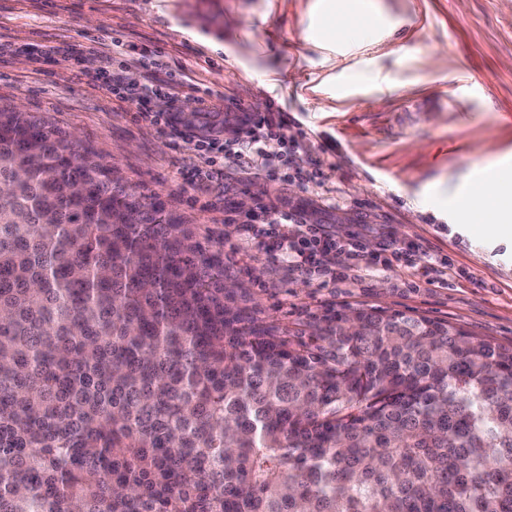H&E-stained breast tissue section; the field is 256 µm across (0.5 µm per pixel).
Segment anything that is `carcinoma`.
<instances>
[{"label": "carcinoma", "mask_w": 512, "mask_h": 512, "mask_svg": "<svg viewBox=\"0 0 512 512\" xmlns=\"http://www.w3.org/2000/svg\"><path fill=\"white\" fill-rule=\"evenodd\" d=\"M0 184V512H512V346L257 324L210 241L28 112Z\"/></svg>", "instance_id": "carcinoma-1"}]
</instances>
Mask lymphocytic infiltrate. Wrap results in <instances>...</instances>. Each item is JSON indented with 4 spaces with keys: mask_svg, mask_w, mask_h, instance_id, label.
Listing matches in <instances>:
<instances>
[{
    "mask_svg": "<svg viewBox=\"0 0 512 512\" xmlns=\"http://www.w3.org/2000/svg\"><path fill=\"white\" fill-rule=\"evenodd\" d=\"M83 52L96 55L104 66L112 70V91L120 98L136 103V120L154 127L160 134L168 136L174 143L183 145L196 158L190 170L192 180H211L217 169L224 164L226 150L222 136L224 128L213 122L211 115L216 110L209 99L199 98L198 111L202 122L197 133L179 131L178 109L167 112H152L146 102L152 95L165 92L170 101H178L185 85L184 80L159 79V62H151L143 67V82L140 85H127L121 71L112 69V56L105 50L102 41L92 39L82 47ZM265 250L273 260L302 274L331 280L345 281L357 279L365 260L373 264L389 265L398 262L405 266L411 275L410 287L419 284H446L453 271L448 256L430 253L424 262H417L412 247L395 239L382 241L374 257H366L364 243L360 236L341 237L332 232L329 225L308 223L304 213H283L271 210L262 230Z\"/></svg>",
    "mask_w": 512,
    "mask_h": 512,
    "instance_id": "1",
    "label": "lymphocytic infiltrate"
}]
</instances>
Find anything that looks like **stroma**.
Wrapping results in <instances>:
<instances>
[{
    "mask_svg": "<svg viewBox=\"0 0 512 512\" xmlns=\"http://www.w3.org/2000/svg\"><path fill=\"white\" fill-rule=\"evenodd\" d=\"M378 27L325 38L324 0H0V107L47 120L118 167L140 192L161 195L197 238L220 252L266 323L302 327L336 306H379L448 321L512 346V237L489 232V214L454 216L479 169L512 154V0H370ZM109 34L122 41L126 83L142 81L134 57L160 54L187 76L182 102L203 90L233 111L284 122L263 141L265 167L228 158L203 184L184 180L190 151L136 122L135 104L109 89L96 56L49 58L47 45ZM475 90L460 93L462 74ZM316 171L308 183L269 178L289 146ZM254 197L253 210L237 200ZM314 203L326 224L367 243L387 234L447 254L452 286L406 287L398 264L321 285L265 253L257 233L269 209Z\"/></svg>",
    "mask_w": 512,
    "mask_h": 512,
    "instance_id": "1",
    "label": "stroma"
}]
</instances>
